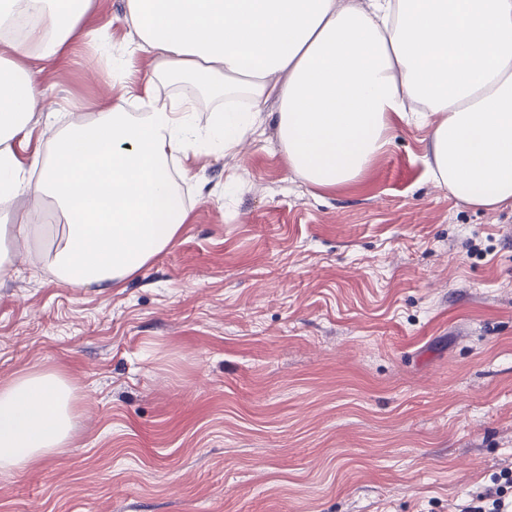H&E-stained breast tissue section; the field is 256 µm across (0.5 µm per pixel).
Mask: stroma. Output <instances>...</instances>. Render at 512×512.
I'll return each mask as SVG.
<instances>
[{"mask_svg":"<svg viewBox=\"0 0 512 512\" xmlns=\"http://www.w3.org/2000/svg\"><path fill=\"white\" fill-rule=\"evenodd\" d=\"M57 112L112 95L88 45ZM400 123L355 183L307 186L273 120L189 158L174 244L123 287L69 288L42 232L4 241L0 383L55 370L66 448L0 474V512H452L512 468V209L430 179Z\"/></svg>","mask_w":512,"mask_h":512,"instance_id":"35a3bbf8","label":"stroma"}]
</instances>
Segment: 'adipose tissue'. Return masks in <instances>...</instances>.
<instances>
[{"label":"adipose tissue","mask_w":512,"mask_h":512,"mask_svg":"<svg viewBox=\"0 0 512 512\" xmlns=\"http://www.w3.org/2000/svg\"><path fill=\"white\" fill-rule=\"evenodd\" d=\"M99 11L100 0H0V239L28 238L53 200L66 227L46 259L67 287H118L168 249L188 216L172 161L233 150L271 101L288 167L310 186L360 179L413 112L436 186L512 208V0H125L118 48ZM78 42L111 61L120 95L76 115L48 153L20 156L14 143L43 134L41 66ZM201 95L218 105L204 126ZM76 403L54 371L0 385V472L66 447Z\"/></svg>","instance_id":"obj_1"}]
</instances>
